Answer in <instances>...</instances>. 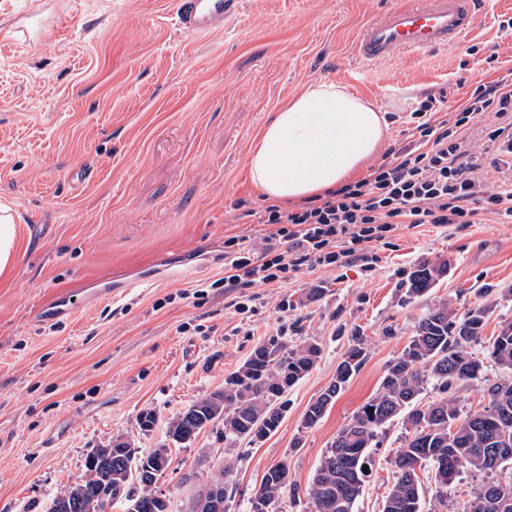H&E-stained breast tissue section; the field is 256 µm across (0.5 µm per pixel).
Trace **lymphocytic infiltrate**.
Masks as SVG:
<instances>
[{
  "label": "lymphocytic infiltrate",
  "mask_w": 512,
  "mask_h": 512,
  "mask_svg": "<svg viewBox=\"0 0 512 512\" xmlns=\"http://www.w3.org/2000/svg\"><path fill=\"white\" fill-rule=\"evenodd\" d=\"M417 137L391 148L362 179L288 209L265 206L258 221L273 230L257 244L224 241V274L214 287L236 293V312H256L253 288H281L304 271L361 264L405 224H473L489 217L512 224V181H490L468 142L477 124L490 126L496 171H512V68L478 83L460 103L426 94L415 108Z\"/></svg>",
  "instance_id": "lymphocytic-infiltrate-1"
}]
</instances>
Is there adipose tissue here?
<instances>
[{
    "label": "adipose tissue",
    "mask_w": 512,
    "mask_h": 512,
    "mask_svg": "<svg viewBox=\"0 0 512 512\" xmlns=\"http://www.w3.org/2000/svg\"><path fill=\"white\" fill-rule=\"evenodd\" d=\"M386 128L383 113L346 86L310 84L262 127L248 154L250 178L271 201L324 195L378 152Z\"/></svg>",
    "instance_id": "obj_1"
}]
</instances>
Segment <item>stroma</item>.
<instances>
[{
	"label": "stroma",
	"instance_id": "35a3bbf8",
	"mask_svg": "<svg viewBox=\"0 0 512 512\" xmlns=\"http://www.w3.org/2000/svg\"><path fill=\"white\" fill-rule=\"evenodd\" d=\"M396 0H242L222 30L190 35L171 0H0V207L19 219L27 249L0 285V512H47L84 471L86 456L123 439L142 453L170 451L156 491L169 512H190L199 489L232 464L227 512H249L265 469L286 462L292 487L275 512H312L305 490L337 431L375 395L428 306L490 305L482 342L512 321V224L403 225L378 246L371 271L303 272L261 289L265 305L242 318L223 289L179 298L221 277L224 241H260L271 227L246 166L251 143L279 104L311 82L347 86L385 113L384 145L412 139L410 113L429 93L461 100L493 80L484 59L512 67V0H481L466 44L365 65L354 54L364 25ZM61 16L49 44L18 40L17 18ZM447 260L425 297L408 299L416 265ZM64 313L43 320L61 293ZM287 310H279L280 300ZM366 360L314 427L310 403L336 374L353 334ZM313 344L320 354L291 387L277 430L257 443L224 440L222 421L189 444L167 427L260 343ZM512 373L486 363L455 396L482 412L488 384ZM155 416L151 430L142 412ZM405 438L394 420L372 450L355 512H382L391 464ZM421 478L423 512H469L488 482L512 467L461 472L448 485Z\"/></svg>",
	"mask_w": 512,
	"mask_h": 512
}]
</instances>
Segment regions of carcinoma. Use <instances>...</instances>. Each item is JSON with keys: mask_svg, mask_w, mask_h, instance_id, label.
<instances>
[{"mask_svg": "<svg viewBox=\"0 0 512 512\" xmlns=\"http://www.w3.org/2000/svg\"><path fill=\"white\" fill-rule=\"evenodd\" d=\"M447 267V262L439 260L419 263L409 277L407 297L426 295ZM489 310L484 304L460 314L446 299L422 314L409 345L387 367L379 392L338 430L321 456L306 492L317 512H355L367 477L363 467L371 465V449L377 447L385 426L397 418L402 419L407 435L393 457L394 479L382 512H422L418 471L426 467L432 469L437 482L446 485L464 470L485 473L507 464L489 449L512 447V382L487 386V406L474 415H462L449 396L484 371L483 360L467 347L481 341ZM487 354L500 369L512 371V321L499 324ZM318 356L317 347L290 346L278 340L254 347L234 376L224 380V389L189 405L173 419L168 432L187 442L202 430L203 422L222 418L224 441L229 443H254L256 434H272L285 407L271 404V396L283 379L294 385L307 375ZM365 359L364 343L356 337L339 362L334 380L309 406L305 427L319 422ZM430 381L443 397L421 405L419 395ZM160 453L158 448L140 456L131 447L94 449L82 475L53 501L49 512H111L116 503L125 505L126 512H161L149 508L156 502L150 472L160 461L169 465V458L159 459ZM288 473L285 462L266 469L251 498L250 512H259L261 498L275 508L288 488Z\"/></svg>", "mask_w": 512, "mask_h": 512, "instance_id": "1", "label": "carcinoma"}]
</instances>
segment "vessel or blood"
<instances>
[{
	"mask_svg": "<svg viewBox=\"0 0 512 512\" xmlns=\"http://www.w3.org/2000/svg\"><path fill=\"white\" fill-rule=\"evenodd\" d=\"M239 4L240 0H173V14L182 31L202 34L223 28ZM477 5L478 0H400L364 26L355 55L371 64L460 45L475 30ZM17 34L42 46L49 38V24L42 17L27 15L20 19Z\"/></svg>",
	"mask_w": 512,
	"mask_h": 512,
	"instance_id": "obj_1",
	"label": "vessel or blood"
}]
</instances>
